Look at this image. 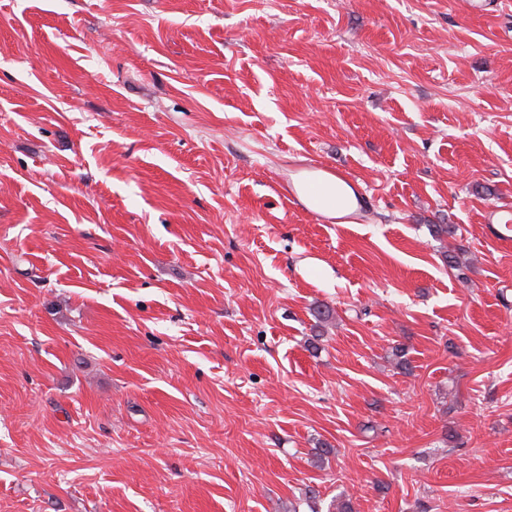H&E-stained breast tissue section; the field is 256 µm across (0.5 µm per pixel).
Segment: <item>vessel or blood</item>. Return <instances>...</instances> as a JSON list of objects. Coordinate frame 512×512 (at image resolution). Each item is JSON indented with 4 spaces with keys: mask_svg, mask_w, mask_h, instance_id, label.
<instances>
[{
    "mask_svg": "<svg viewBox=\"0 0 512 512\" xmlns=\"http://www.w3.org/2000/svg\"><path fill=\"white\" fill-rule=\"evenodd\" d=\"M349 181V174L339 167L315 162L308 164L296 181L286 186L285 191L289 199L306 202L308 210L324 223L358 224L364 219L362 207L345 208L338 197L327 191L328 184H346ZM484 221L489 224L497 239H512V220L505 218L503 208H488L484 213Z\"/></svg>",
    "mask_w": 512,
    "mask_h": 512,
    "instance_id": "obj_1",
    "label": "vessel or blood"
}]
</instances>
